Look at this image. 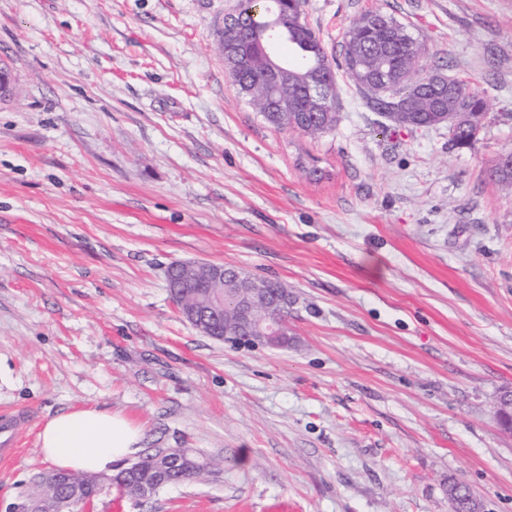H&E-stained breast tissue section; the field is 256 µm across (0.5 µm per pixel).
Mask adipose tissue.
<instances>
[{
  "label": "adipose tissue",
  "mask_w": 512,
  "mask_h": 512,
  "mask_svg": "<svg viewBox=\"0 0 512 512\" xmlns=\"http://www.w3.org/2000/svg\"><path fill=\"white\" fill-rule=\"evenodd\" d=\"M143 429L118 411L75 408L47 418L38 434L46 460L73 472L109 473L138 455Z\"/></svg>",
  "instance_id": "obj_1"
}]
</instances>
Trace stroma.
<instances>
[{
	"instance_id": "1",
	"label": "stroma",
	"mask_w": 512,
	"mask_h": 512,
	"mask_svg": "<svg viewBox=\"0 0 512 512\" xmlns=\"http://www.w3.org/2000/svg\"><path fill=\"white\" fill-rule=\"evenodd\" d=\"M237 0H0V408L33 414L0 512L50 470L37 432L120 411L210 474L78 512H450L448 482L512 512V0H302L329 60L379 11L421 74L488 102L466 148L396 130L344 71L333 133L268 126L214 32ZM317 165L320 177L308 174ZM288 289V347L214 339L167 290L176 261Z\"/></svg>"
}]
</instances>
